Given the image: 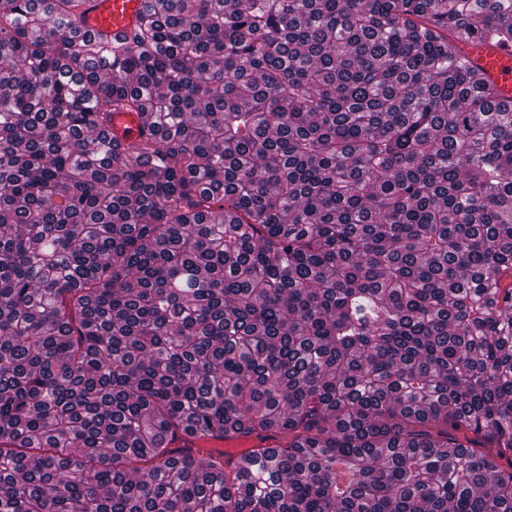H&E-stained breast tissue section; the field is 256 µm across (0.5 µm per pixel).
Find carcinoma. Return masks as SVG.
Wrapping results in <instances>:
<instances>
[{
    "instance_id": "cac0c4a2",
    "label": "carcinoma",
    "mask_w": 512,
    "mask_h": 512,
    "mask_svg": "<svg viewBox=\"0 0 512 512\" xmlns=\"http://www.w3.org/2000/svg\"><path fill=\"white\" fill-rule=\"evenodd\" d=\"M82 5L0 0V512H512V0ZM143 0H85L81 28L90 33L116 35L129 30L138 20ZM462 54L478 69L504 103H512V47L460 44ZM113 128L119 135H124L128 140L138 137L144 128V119L141 114L118 112L114 116ZM275 440H266L261 442L255 437H239L222 441H216L209 438L194 440L192 448H224L226 459H231L238 468L247 469L252 463L250 454L251 448L274 444Z\"/></svg>"
}]
</instances>
